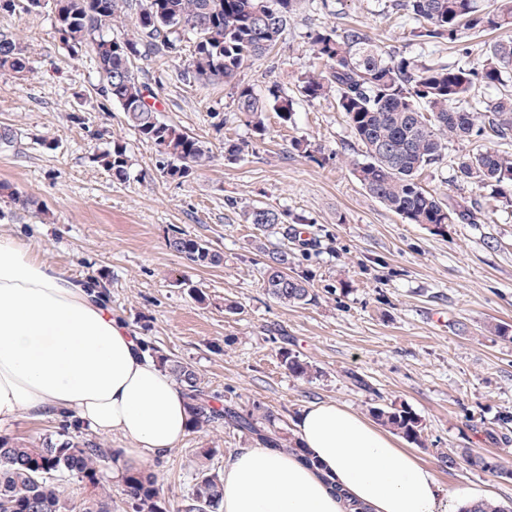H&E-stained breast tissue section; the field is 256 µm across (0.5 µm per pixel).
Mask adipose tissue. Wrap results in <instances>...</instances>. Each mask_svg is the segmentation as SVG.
Instances as JSON below:
<instances>
[{
    "label": "adipose tissue",
    "mask_w": 512,
    "mask_h": 512,
    "mask_svg": "<svg viewBox=\"0 0 512 512\" xmlns=\"http://www.w3.org/2000/svg\"><path fill=\"white\" fill-rule=\"evenodd\" d=\"M69 420L130 446L112 470L165 455L190 429L171 376L112 313L93 280L77 281L15 237L0 235V425L19 415ZM311 461L243 448L224 462L221 512H450L492 490L443 489L391 435L333 402L296 424Z\"/></svg>",
    "instance_id": "ef3b65f1"
}]
</instances>
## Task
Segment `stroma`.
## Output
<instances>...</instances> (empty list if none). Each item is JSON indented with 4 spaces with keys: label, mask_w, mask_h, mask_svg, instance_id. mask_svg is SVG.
<instances>
[{
    "label": "stroma",
    "mask_w": 512,
    "mask_h": 512,
    "mask_svg": "<svg viewBox=\"0 0 512 512\" xmlns=\"http://www.w3.org/2000/svg\"><path fill=\"white\" fill-rule=\"evenodd\" d=\"M355 25L398 54L464 63L480 38L424 44L393 0H299L271 55L249 61L239 79L259 93L292 87L317 68L308 39L322 27ZM0 30L23 41L33 70L0 78V127L18 144L0 150V183L32 205L0 195V232L20 239L73 279L107 281L110 305L124 325L164 352L192 362L215 405L258 402L293 428L304 409L333 401L368 416L404 405L422 419L423 442L408 450L445 489L488 487L512 500V479L446 468L440 453L476 448L512 466L503 418H512V206L489 201L456 173L468 144L452 143L448 161L421 175L428 189L477 202V224H409L371 197L353 167L364 160L333 99L297 101L290 121L266 114L255 141L240 121L231 89L185 77L187 55L142 63L141 81L160 102L163 120L208 143L213 158L186 181L163 177L153 145L138 141L120 109L102 104L100 75L88 53L67 51L47 14L0 13ZM81 122H73V115ZM123 137L134 179L113 183L94 160L95 133ZM53 148H46V141ZM308 141L309 154L294 150ZM254 142L229 161L226 142ZM287 212V229L247 223L252 205ZM182 231L223 252L219 267L190 265L166 246ZM292 256L289 272L307 279L316 300L284 305L262 286L266 255ZM203 300H196L195 292ZM236 304L228 312L226 304ZM310 362L312 379L291 376L278 352ZM250 435L217 424L189 431L179 446L144 462L170 506L180 504L199 470L222 469ZM211 449L204 457L203 449Z\"/></svg>",
    "instance_id": "35a3bbf8"
}]
</instances>
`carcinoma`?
<instances>
[{"instance_id": "carcinoma-1", "label": "carcinoma", "mask_w": 512, "mask_h": 512, "mask_svg": "<svg viewBox=\"0 0 512 512\" xmlns=\"http://www.w3.org/2000/svg\"><path fill=\"white\" fill-rule=\"evenodd\" d=\"M10 6L0 12H45L62 44L71 52L91 50L101 75L98 95L117 104L128 129L142 142L154 145L157 168L173 180L191 178L211 159L206 142L176 125L161 120L151 86L138 76L137 62L176 57L189 51L187 77L222 81L233 89L236 112L258 137L265 134V113L273 110L287 122L296 99L313 103L330 95L366 161L355 176L375 199L409 224H431L442 233L450 224H475L479 211L423 186V171L448 156L452 141L479 137L512 139V86L504 76L512 73V42L481 45V68L472 70L437 60L407 58L373 40L357 27L340 31H313L310 43L322 68L298 76L293 93L275 85L260 94L242 84L244 65L268 54L288 25L295 0H140L132 36L112 38L122 28L132 0H56L52 11L42 0H0ZM398 6L417 23L413 36L424 43L454 42L464 31L483 32L512 27V0H399ZM31 61L19 38L0 32V75L22 77ZM499 88L486 103L475 97L476 84ZM94 159L112 181L131 179L132 156L122 137L108 136ZM459 177L480 188L512 184V156L475 146L456 162ZM250 224L288 223V214L266 207L246 211ZM170 251L190 264L217 267L224 253L183 232L167 240ZM290 253L268 254L262 282L267 294L285 305L315 300L307 280L288 274ZM174 379L187 401L191 428L222 423L257 436L267 448L304 454L298 437L276 426L270 411L259 404L242 410L231 403L217 408L203 387L202 375L190 362L163 353L142 342ZM282 365L296 377H311L313 367L288 350L280 352ZM378 424L412 444L422 443L421 417L406 406L373 407ZM62 425L57 436L37 441L0 435V512H112V493L103 482L101 462L108 453ZM448 467L462 461L468 467L512 479V470L495 457L472 448L457 456L442 455ZM74 478L81 485L80 499L64 496L61 481ZM133 512H170L161 497L155 475L131 469L124 478ZM223 498L219 473L199 471L192 492L177 512H218ZM461 512H512V503L496 500L469 504Z\"/></svg>"}]
</instances>
